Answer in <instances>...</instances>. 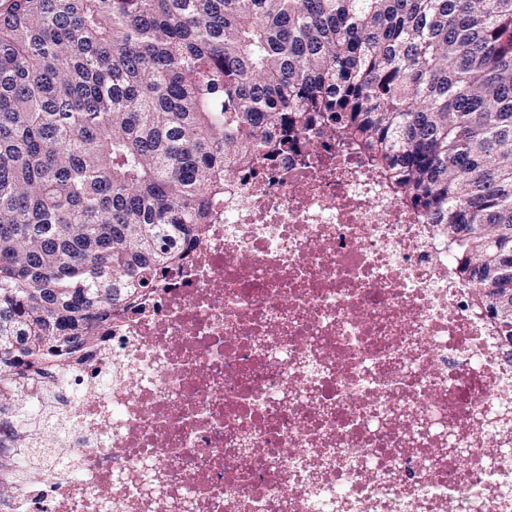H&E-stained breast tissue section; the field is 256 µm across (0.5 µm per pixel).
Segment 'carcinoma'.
Wrapping results in <instances>:
<instances>
[{"mask_svg":"<svg viewBox=\"0 0 512 512\" xmlns=\"http://www.w3.org/2000/svg\"><path fill=\"white\" fill-rule=\"evenodd\" d=\"M329 130L448 238L512 343V0H9L0 416L211 223L239 162Z\"/></svg>","mask_w":512,"mask_h":512,"instance_id":"obj_1","label":"carcinoma"}]
</instances>
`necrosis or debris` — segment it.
I'll use <instances>...</instances> for the list:
<instances>
[{"instance_id": "necrosis-or-debris-1", "label": "necrosis or debris", "mask_w": 512, "mask_h": 512, "mask_svg": "<svg viewBox=\"0 0 512 512\" xmlns=\"http://www.w3.org/2000/svg\"><path fill=\"white\" fill-rule=\"evenodd\" d=\"M55 391L7 512H512V359L436 226L327 132L224 181Z\"/></svg>"}]
</instances>
